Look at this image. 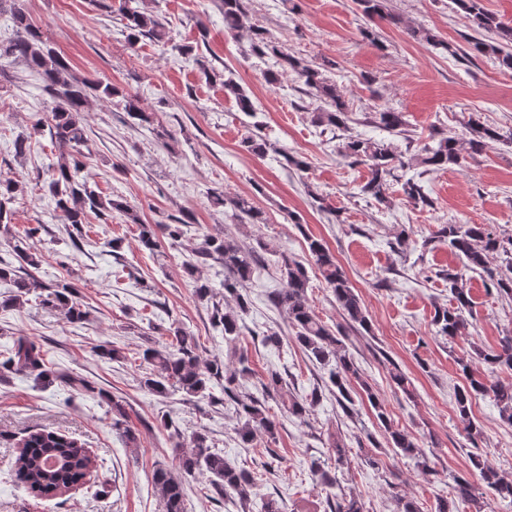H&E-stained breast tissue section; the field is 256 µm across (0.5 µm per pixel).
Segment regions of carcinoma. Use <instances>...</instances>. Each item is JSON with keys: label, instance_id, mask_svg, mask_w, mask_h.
Segmentation results:
<instances>
[{"label": "carcinoma", "instance_id": "1", "mask_svg": "<svg viewBox=\"0 0 512 512\" xmlns=\"http://www.w3.org/2000/svg\"><path fill=\"white\" fill-rule=\"evenodd\" d=\"M354 2L363 17L370 21L378 17L393 24L400 23V18L388 11V0ZM454 2L473 28L496 36V39L490 41H474L473 51L481 56L492 57L500 67L512 70V51L509 50L512 45V25L487 12L483 0ZM221 8L224 27L236 37L247 40L253 54L263 57L271 53L277 57L279 70L265 74L268 83L277 82L279 75L288 71L296 74L303 80L309 93L321 102V106L313 112V122L334 129L346 126L347 103L317 63L281 51L268 37L266 29L247 23L246 0H221ZM5 10L13 16L16 30L13 36L0 40V75L4 73L3 65L22 62L39 77L43 83V116L35 124V130H48L52 141L71 150L67 158L50 168L43 185L55 209L62 214L65 223L71 225V241L75 243L83 236V224L87 223L89 214L103 219L114 211L123 213L131 223L140 225L138 244L144 249L156 250L161 234L173 241L180 240L185 234L184 227L193 221L191 214H184L174 224H144L129 205L101 196L87 180L79 178L83 147L88 142L83 113L93 99L122 108L131 120V126L147 129L163 147L168 146V138L172 134L158 129L159 122L155 114L141 107L136 96L121 87L106 79L84 81L75 77L66 59L46 43L38 28L29 21L20 0H0V12ZM119 12L130 46H136L143 37L158 41L165 39L164 23L146 8L145 0H121ZM411 34L452 56L457 54L447 41L427 28H413ZM224 92L234 97L240 111H254L251 98L233 78L224 79ZM369 122L393 136H404L407 132V122L402 112L377 109L371 112ZM501 137L497 129L481 123L469 126V138L463 143L454 136L440 133L435 145L426 144L421 148L420 164L433 172L450 165L462 168L467 159L483 152L487 142ZM339 154L353 164L367 167L368 177L361 192L380 203L387 201L389 178L394 176V171L409 166L404 156L394 152L384 140L350 137L339 146ZM25 188L26 183L19 179H0L1 229L9 230L15 214L14 204L18 196L25 193ZM402 190L414 205L430 204L422 186L414 178H407L402 184ZM212 202L224 208V212L230 213V218L239 224L267 223L264 212L241 196L216 192ZM429 241L448 245L460 260V265L436 272L437 277L448 282L451 299L448 305L434 309L433 325L441 336H465L470 326L467 314L472 309L471 292L467 287L470 274L487 276L499 294L512 298V276L491 267L494 256L501 253L512 255V238L507 241L499 239L491 235L482 224H442ZM306 242L320 276L326 287L331 289L347 322L358 325L367 333L371 332V324L361 299L327 244L312 236L306 237ZM258 256L256 248L243 246L236 239L218 233L205 236L200 245L189 251L184 261L185 271L195 284L196 296L212 302V325L221 330L226 338L240 334L238 311L245 310L248 305L241 289L251 281ZM214 263L224 266V295L233 299V306L217 299L212 286L202 276L203 267ZM277 266L282 287L269 296V301L276 310L287 316L288 325L295 331L300 346L317 363L330 368L329 378L336 387L339 406L343 411H349L353 404L351 389L359 387V394L366 396L375 410L379 428L384 432L389 445L399 449L400 455L426 467L423 449L414 437L395 424L383 402L362 378L352 358L346 354L341 340L315 314L307 296L309 276L306 267L295 256L285 252L279 253ZM0 281H9L14 287L11 294L0 300V308L3 310L24 303L31 292L29 279L18 275L17 270L7 263L0 262ZM38 299L42 306L62 310L71 323L86 319V311L76 299L75 286L69 281L58 280L43 286ZM169 335L175 340L171 346L145 350L144 356L150 361L152 372L143 380L144 388L162 396L173 388L210 402L213 399V393L209 392L210 384L215 382L222 386L224 394L235 404L238 434L244 445H251L258 433L276 439L278 422L261 398L248 389L252 370L245 365V359H239V367L233 369L226 367L219 359L203 363L197 353L198 344L194 337L180 327L169 328ZM474 360L489 369H512V335L501 337L496 348L475 347L468 357L457 359L466 385L455 394V411L463 423L467 440L476 445L484 440V432L481 425L471 418L472 399L477 396L490 397L501 422L512 426V386L489 381L484 373L473 368ZM4 367L32 375L35 380L47 384L60 377V373L45 364L40 347L24 336L13 342ZM321 398L322 393L314 391L308 401L290 398L282 406L289 415L301 419ZM112 428L119 431L128 443H137V436L128 425L125 406L116 399L112 400ZM17 448L10 479L25 485L33 497L55 499L85 483L90 460L85 448L77 440L54 431L36 429L20 438ZM177 448L180 449L181 474L173 473L164 465L153 471V483L164 505V512H184L186 477L197 473L207 477L215 494L223 497L230 495L238 499L241 506H247L255 477L245 469L232 466L224 454L215 449L207 433L196 432L189 437L187 444L179 443ZM470 462L478 473L479 481L493 495L501 500H512V479L488 467L480 454L471 455ZM479 495L481 492L476 485L459 479L450 496L437 499L435 512H458L460 504L476 503Z\"/></svg>", "mask_w": 512, "mask_h": 512}]
</instances>
